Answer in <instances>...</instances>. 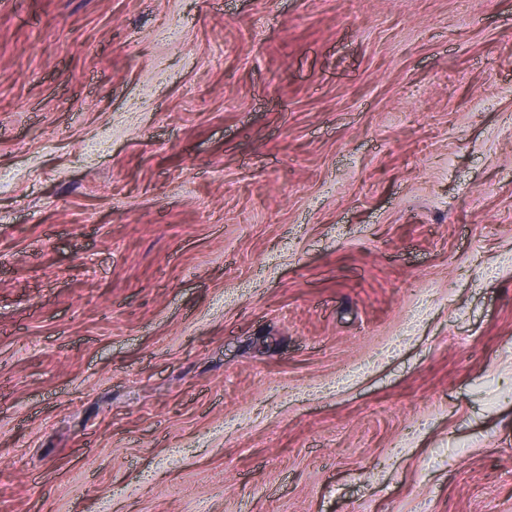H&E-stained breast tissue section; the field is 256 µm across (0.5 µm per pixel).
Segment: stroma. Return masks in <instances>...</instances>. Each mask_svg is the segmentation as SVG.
<instances>
[{
	"mask_svg": "<svg viewBox=\"0 0 512 512\" xmlns=\"http://www.w3.org/2000/svg\"><path fill=\"white\" fill-rule=\"evenodd\" d=\"M0 512H512V0H0Z\"/></svg>",
	"mask_w": 512,
	"mask_h": 512,
	"instance_id": "1",
	"label": "stroma"
}]
</instances>
